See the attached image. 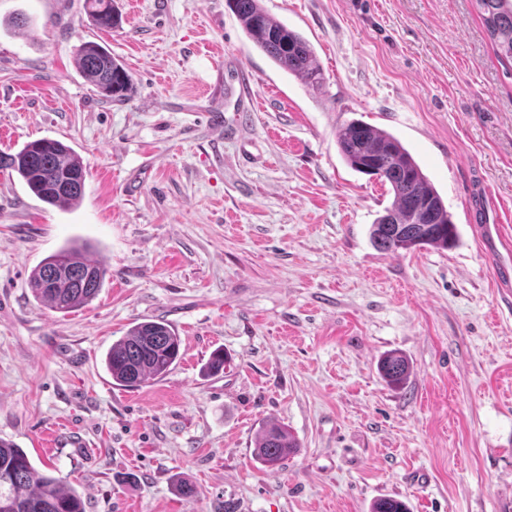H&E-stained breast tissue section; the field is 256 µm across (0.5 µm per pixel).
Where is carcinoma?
<instances>
[{
    "label": "carcinoma",
    "instance_id": "carcinoma-1",
    "mask_svg": "<svg viewBox=\"0 0 512 512\" xmlns=\"http://www.w3.org/2000/svg\"><path fill=\"white\" fill-rule=\"evenodd\" d=\"M496 59L512 62V0H474ZM252 44L284 72L310 87L323 82L309 42L299 33L270 17L261 0H228ZM86 9L101 30L122 25L113 0H86ZM82 75L114 102L129 99L132 81L123 64L104 45L88 41L77 51ZM338 145L346 162L356 171L387 183L393 192L391 207L371 226L374 244L386 252L424 246L451 248L457 241L456 226L441 195L423 173L409 150L391 133L360 120L338 132ZM0 170L15 172L42 202L72 208L82 200L86 170L72 149L55 139L31 141L15 153L0 152ZM91 244L71 242L44 258L30 276L35 299L59 312H70L91 301L103 287L107 270L90 257ZM181 339L164 322L133 326L112 344L106 367L121 386L136 388L150 378L165 376L180 356ZM382 377L391 385H403L409 362L399 353L384 355ZM299 448L285 426L267 422L259 430L255 458L275 469ZM0 512H85L80 495L66 481L39 472L27 454L13 442L0 439ZM371 512H409L398 499L381 498Z\"/></svg>",
    "mask_w": 512,
    "mask_h": 512
}]
</instances>
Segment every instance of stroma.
Segmentation results:
<instances>
[{
  "label": "stroma",
  "instance_id": "obj_1",
  "mask_svg": "<svg viewBox=\"0 0 512 512\" xmlns=\"http://www.w3.org/2000/svg\"><path fill=\"white\" fill-rule=\"evenodd\" d=\"M115 3L123 24L103 31L85 0H0V152L57 139L87 171L70 209L0 171V438L86 512H512V293L493 276L512 262V69L473 0H262L312 46L317 89L226 0ZM87 41L122 60L128 101L80 73ZM353 120L412 153L455 247L374 245L393 195L343 158ZM76 239L108 277L58 312L28 281ZM145 321L181 357L128 389L104 359ZM390 351L404 387L378 371ZM268 421L299 443L274 471L253 454ZM409 369L408 360L399 353L384 355L379 364V371L382 377L390 385L394 386H401L406 382Z\"/></svg>",
  "mask_w": 512,
  "mask_h": 512
}]
</instances>
